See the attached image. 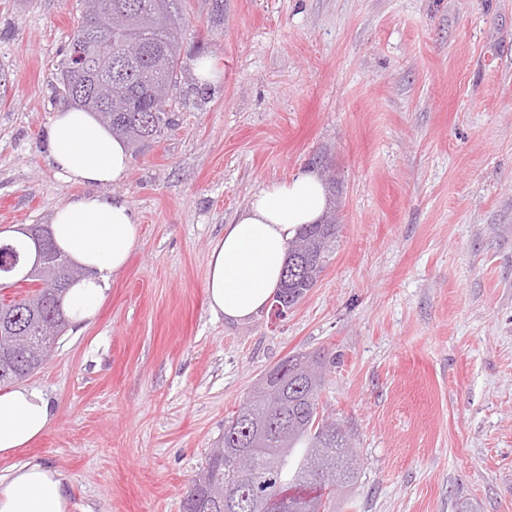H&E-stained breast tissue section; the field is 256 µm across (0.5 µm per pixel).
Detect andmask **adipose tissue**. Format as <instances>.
<instances>
[{"instance_id":"obj_1","label":"adipose tissue","mask_w":512,"mask_h":512,"mask_svg":"<svg viewBox=\"0 0 512 512\" xmlns=\"http://www.w3.org/2000/svg\"><path fill=\"white\" fill-rule=\"evenodd\" d=\"M49 159L58 175L83 186L52 216L56 245L90 270L74 283L64 308L79 324L94 321L104 298L103 282L122 271L139 239L126 201L101 193L120 181L130 164L127 144L90 112H56L47 131ZM326 207L319 178L301 172L255 192L243 211L213 243L205 281L213 316L245 321L266 308L280 282L289 242L301 225L317 222ZM54 413L39 388L18 385L0 394V512H67L62 474L36 461L13 462L18 448L44 435Z\"/></svg>"}]
</instances>
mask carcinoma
Masks as SVG:
<instances>
[{
  "instance_id": "obj_1",
  "label": "carcinoma",
  "mask_w": 512,
  "mask_h": 512,
  "mask_svg": "<svg viewBox=\"0 0 512 512\" xmlns=\"http://www.w3.org/2000/svg\"><path fill=\"white\" fill-rule=\"evenodd\" d=\"M181 0H112V68L96 64L80 72L70 70L72 54L104 56L92 29L72 32L68 51L58 64V92L85 106L112 135L133 146L155 140L174 126L169 89L176 86L183 66L177 21ZM338 224L327 214L308 224L288 245L281 292L277 303L287 310L314 287L325 266ZM21 258L20 281L39 288L9 302L0 301V387L13 384L47 361L55 341L69 325L60 313L61 300L74 280L65 275L68 257L50 245L40 260L27 261L31 251L11 246ZM39 338L46 353L31 360L12 341ZM325 359L297 353L268 370L269 387L258 383L250 397L253 420L263 431L231 415L224 424L220 447L211 451L206 466L189 485L183 512H224V493L240 503L253 502L252 512H265L266 501L281 497L282 512L326 508L336 488L351 483L356 468L350 457L346 429L319 412ZM253 459V469L240 473L233 459L241 450Z\"/></svg>"
}]
</instances>
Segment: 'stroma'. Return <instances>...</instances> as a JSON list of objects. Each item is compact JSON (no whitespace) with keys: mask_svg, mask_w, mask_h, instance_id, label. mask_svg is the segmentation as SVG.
<instances>
[{"mask_svg":"<svg viewBox=\"0 0 512 512\" xmlns=\"http://www.w3.org/2000/svg\"><path fill=\"white\" fill-rule=\"evenodd\" d=\"M176 126L103 187L139 224L96 319L26 377L55 413L14 461L68 512H181L261 375L321 353L355 480L329 512H512V0H182ZM78 0H0V232L83 193L46 132ZM336 180L334 252L281 320L215 318L212 243L299 170Z\"/></svg>","mask_w":512,"mask_h":512,"instance_id":"stroma-1","label":"stroma"}]
</instances>
